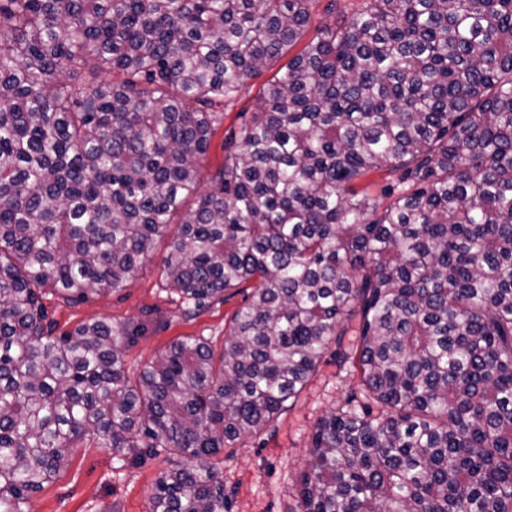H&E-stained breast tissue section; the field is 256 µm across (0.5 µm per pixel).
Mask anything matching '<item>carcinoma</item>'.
I'll use <instances>...</instances> for the list:
<instances>
[{"instance_id": "obj_1", "label": "carcinoma", "mask_w": 512, "mask_h": 512, "mask_svg": "<svg viewBox=\"0 0 512 512\" xmlns=\"http://www.w3.org/2000/svg\"><path fill=\"white\" fill-rule=\"evenodd\" d=\"M312 0H0V512L78 445L150 512H226L203 464L274 426L329 349L357 378L311 435L303 512H512V0H366L268 80L200 186L217 107ZM384 171V206L357 185ZM177 226H172L176 215ZM167 240L193 309L249 291L224 350L53 335L42 299L113 292Z\"/></svg>"}]
</instances>
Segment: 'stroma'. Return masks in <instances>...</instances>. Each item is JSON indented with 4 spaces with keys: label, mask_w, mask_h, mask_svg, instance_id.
I'll use <instances>...</instances> for the list:
<instances>
[{
    "label": "stroma",
    "mask_w": 512,
    "mask_h": 512,
    "mask_svg": "<svg viewBox=\"0 0 512 512\" xmlns=\"http://www.w3.org/2000/svg\"><path fill=\"white\" fill-rule=\"evenodd\" d=\"M297 52V47H290L261 76L249 79L235 101L225 106L224 120L201 164L202 187H209L224 160L225 137L251 117L265 81ZM166 252V240H158L143 269L116 292L77 304L60 294H47L43 303L56 333L97 320L138 327L137 339L125 351L126 366L135 374L180 337L201 336L215 351H222L230 319L245 304L244 293L227 290L223 299L186 315L178 295L166 288L161 277ZM350 385L333 361L324 362L273 429L244 438L211 458L224 482L228 512H300L296 479L309 460L310 435L318 419L336 406ZM175 461V456L164 453L140 465H124L111 449L90 443L74 449L57 478L44 485L26 508L28 512H150L155 480Z\"/></svg>",
    "instance_id": "35a3bbf8"
}]
</instances>
